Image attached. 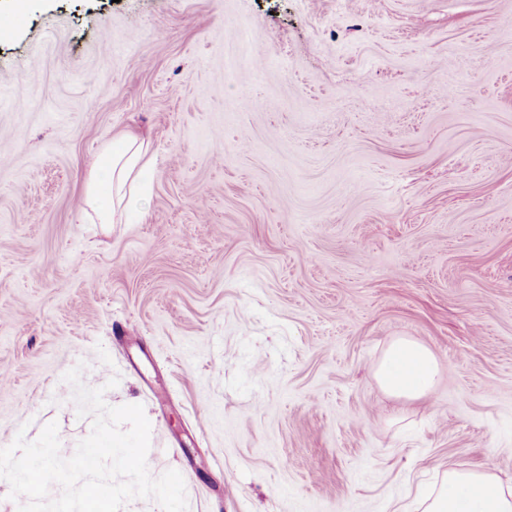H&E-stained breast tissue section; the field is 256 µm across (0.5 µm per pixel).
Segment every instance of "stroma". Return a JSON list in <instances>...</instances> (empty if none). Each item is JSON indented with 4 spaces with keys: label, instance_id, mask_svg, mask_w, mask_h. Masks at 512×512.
Returning a JSON list of instances; mask_svg holds the SVG:
<instances>
[{
    "label": "stroma",
    "instance_id": "35a3bbf8",
    "mask_svg": "<svg viewBox=\"0 0 512 512\" xmlns=\"http://www.w3.org/2000/svg\"><path fill=\"white\" fill-rule=\"evenodd\" d=\"M121 133L150 191L102 224ZM510 155L512 0H29L0 35V447L54 422L74 454L80 364L188 512L512 484ZM399 336L448 366L431 401L373 376ZM116 147L104 150L105 178L92 174L82 198L86 215L92 212L102 224H117L131 208L130 202L139 195L144 175L154 165V153L149 139L123 135Z\"/></svg>",
    "mask_w": 512,
    "mask_h": 512
}]
</instances>
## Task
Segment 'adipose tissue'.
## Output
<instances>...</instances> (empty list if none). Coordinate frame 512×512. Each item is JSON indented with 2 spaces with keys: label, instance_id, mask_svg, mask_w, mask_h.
I'll return each instance as SVG.
<instances>
[{
  "label": "adipose tissue",
  "instance_id": "obj_1",
  "mask_svg": "<svg viewBox=\"0 0 512 512\" xmlns=\"http://www.w3.org/2000/svg\"><path fill=\"white\" fill-rule=\"evenodd\" d=\"M154 164L149 139L124 135L104 150V171L92 174L82 199L83 212L100 223L116 224L137 198L144 175ZM379 387L390 397L415 403L428 400L446 368L431 349L412 337L392 339L372 368ZM424 512H512V488L488 471L449 468Z\"/></svg>",
  "mask_w": 512,
  "mask_h": 512
}]
</instances>
